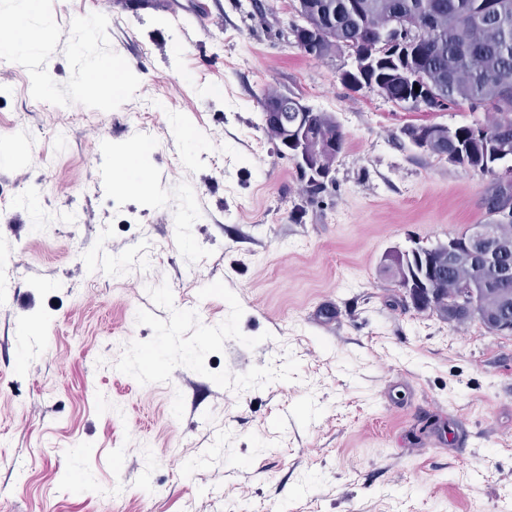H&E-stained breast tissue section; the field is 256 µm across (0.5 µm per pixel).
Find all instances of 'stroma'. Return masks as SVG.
<instances>
[{
	"label": "stroma",
	"mask_w": 512,
	"mask_h": 512,
	"mask_svg": "<svg viewBox=\"0 0 512 512\" xmlns=\"http://www.w3.org/2000/svg\"><path fill=\"white\" fill-rule=\"evenodd\" d=\"M296 2L48 0L0 70V512H504L512 335L415 309L385 264L484 223L512 159L413 147L473 112L349 90L347 56L294 45ZM271 89L345 136L317 192ZM42 42V30H38L27 24H21L16 28L15 34L8 41L1 40V48L20 50L35 47Z\"/></svg>",
	"instance_id": "stroma-1"
}]
</instances>
